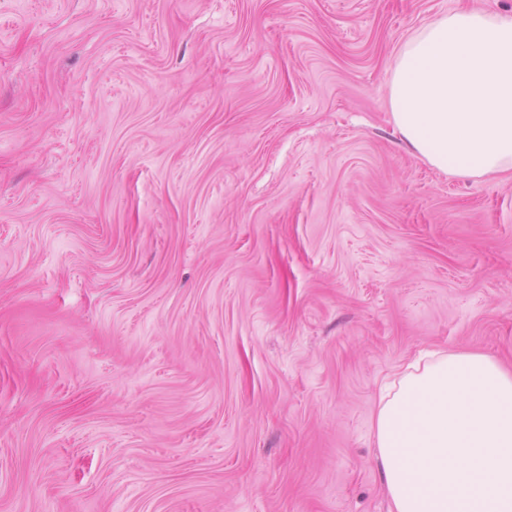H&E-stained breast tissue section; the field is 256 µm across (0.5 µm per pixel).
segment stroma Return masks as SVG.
Returning a JSON list of instances; mask_svg holds the SVG:
<instances>
[{
	"instance_id": "35a3bbf8",
	"label": "stroma",
	"mask_w": 512,
	"mask_h": 512,
	"mask_svg": "<svg viewBox=\"0 0 512 512\" xmlns=\"http://www.w3.org/2000/svg\"><path fill=\"white\" fill-rule=\"evenodd\" d=\"M460 9L0 0V512H393L381 385L512 367V175L389 105Z\"/></svg>"
}]
</instances>
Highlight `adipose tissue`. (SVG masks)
I'll use <instances>...</instances> for the list:
<instances>
[{
    "mask_svg": "<svg viewBox=\"0 0 512 512\" xmlns=\"http://www.w3.org/2000/svg\"><path fill=\"white\" fill-rule=\"evenodd\" d=\"M390 107L438 170L512 172V15L463 10L426 26L396 58ZM374 442L394 512H512V371L430 353L382 388Z\"/></svg>",
    "mask_w": 512,
    "mask_h": 512,
    "instance_id": "obj_1",
    "label": "adipose tissue"
}]
</instances>
